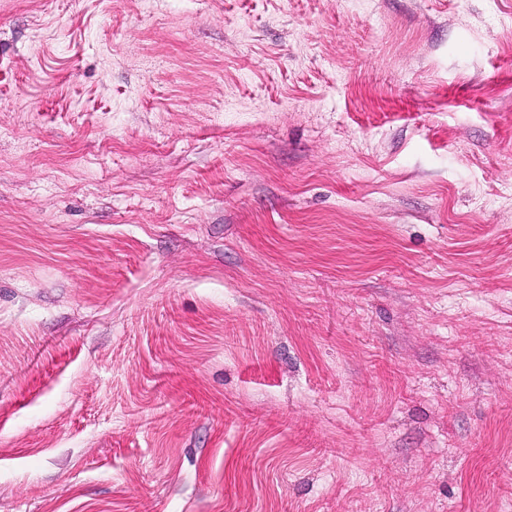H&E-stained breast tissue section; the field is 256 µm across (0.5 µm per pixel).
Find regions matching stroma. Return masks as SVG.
Here are the masks:
<instances>
[{
	"instance_id": "obj_1",
	"label": "stroma",
	"mask_w": 512,
	"mask_h": 512,
	"mask_svg": "<svg viewBox=\"0 0 512 512\" xmlns=\"http://www.w3.org/2000/svg\"><path fill=\"white\" fill-rule=\"evenodd\" d=\"M0 512H512V0H0Z\"/></svg>"
}]
</instances>
